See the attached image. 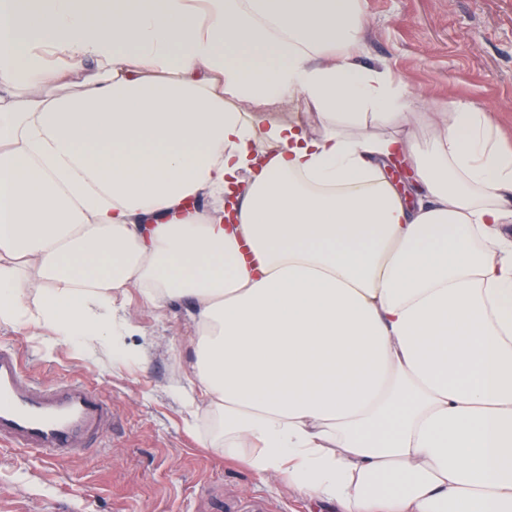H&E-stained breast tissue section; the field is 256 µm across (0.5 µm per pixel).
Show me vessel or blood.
Returning a JSON list of instances; mask_svg holds the SVG:
<instances>
[{"instance_id": "vessel-or-blood-1", "label": "vessel or blood", "mask_w": 512, "mask_h": 512, "mask_svg": "<svg viewBox=\"0 0 512 512\" xmlns=\"http://www.w3.org/2000/svg\"><path fill=\"white\" fill-rule=\"evenodd\" d=\"M111 432L104 391L80 380L44 383L24 368L16 346L0 343V446L63 461Z\"/></svg>"}]
</instances>
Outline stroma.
I'll use <instances>...</instances> for the list:
<instances>
[{
    "label": "stroma",
    "mask_w": 512,
    "mask_h": 512,
    "mask_svg": "<svg viewBox=\"0 0 512 512\" xmlns=\"http://www.w3.org/2000/svg\"><path fill=\"white\" fill-rule=\"evenodd\" d=\"M358 64L388 70L424 112L458 102L483 109L512 140V0H363ZM120 316L134 326L128 345L144 359L113 363L101 351L0 324L25 366L46 381L81 379L105 391L114 418L109 442L64 462L0 447V512H199L219 492L222 512H330L276 474H256L210 447L215 421L187 413L174 392L189 385L192 321L181 303L157 310L130 291Z\"/></svg>",
    "instance_id": "stroma-1"
}]
</instances>
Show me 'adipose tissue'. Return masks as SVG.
<instances>
[{
    "label": "adipose tissue",
    "mask_w": 512,
    "mask_h": 512,
    "mask_svg": "<svg viewBox=\"0 0 512 512\" xmlns=\"http://www.w3.org/2000/svg\"><path fill=\"white\" fill-rule=\"evenodd\" d=\"M364 24L361 0H0V323L127 359V289L188 301L211 447L337 512H512V150L464 102L416 135L354 60ZM93 63L90 60H84L82 64L74 70L70 83L65 88L48 87L42 91L46 96H58L64 93H76L81 91L85 86L86 78L91 74Z\"/></svg>",
    "instance_id": "obj_1"
}]
</instances>
